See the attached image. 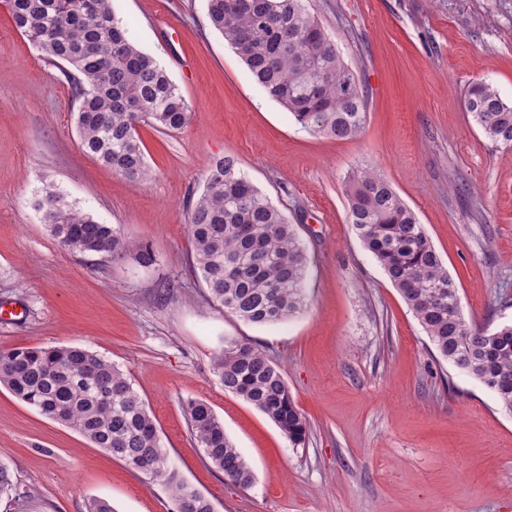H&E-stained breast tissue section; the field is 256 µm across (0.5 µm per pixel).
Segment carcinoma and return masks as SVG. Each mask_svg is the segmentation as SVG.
<instances>
[{"instance_id": "1", "label": "carcinoma", "mask_w": 512, "mask_h": 512, "mask_svg": "<svg viewBox=\"0 0 512 512\" xmlns=\"http://www.w3.org/2000/svg\"><path fill=\"white\" fill-rule=\"evenodd\" d=\"M16 28L61 66L78 102L74 123L82 150L118 175L146 181L137 126L178 132L191 112L179 88L127 37L112 0H5ZM210 25L246 65L266 95L296 123L327 138L355 139L367 98L306 0H206ZM465 110L486 139L512 147V104L487 80L470 84ZM348 222L425 331L438 356L491 391L512 414V324L491 330L466 322L457 285L415 212L385 176L352 170L344 185ZM38 205L50 235L65 249L156 264L152 249L69 203L48 184ZM193 268L210 301L242 321L284 322L306 303L309 260L284 212L236 169L230 156L211 167L202 192L186 205ZM215 373L224 391L268 417L295 445L309 424L269 355L226 341ZM0 386L95 447L168 487L175 512H214L213 503L179 474L145 401L112 361L80 347L0 351ZM184 412L204 461L250 488L254 472L211 405L189 400ZM18 493L0 463V496Z\"/></svg>"}]
</instances>
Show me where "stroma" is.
Masks as SVG:
<instances>
[{"mask_svg": "<svg viewBox=\"0 0 512 512\" xmlns=\"http://www.w3.org/2000/svg\"><path fill=\"white\" fill-rule=\"evenodd\" d=\"M129 37L191 110L176 133L138 127L153 171L116 175L79 146L77 105L0 5V350L76 346L126 370L179 472L216 512H512V415L437 357L348 222L345 178L378 169L416 212L459 289L466 321L512 320V149L464 109L471 81L512 104V0H310L368 95L362 135L297 125L209 24L206 0H114ZM231 156L294 224L308 259L307 308L245 323L210 302L192 266L186 203ZM149 244L157 262L73 254L36 206L43 182ZM237 339L280 366L310 425L293 446L225 392L216 352ZM208 402L251 463L242 489L207 467L183 405ZM0 462L29 503L0 512H174L169 490L0 386Z\"/></svg>", "mask_w": 512, "mask_h": 512, "instance_id": "35a3bbf8", "label": "stroma"}]
</instances>
